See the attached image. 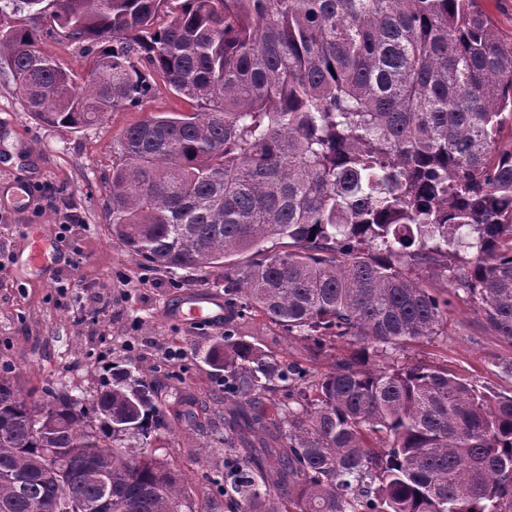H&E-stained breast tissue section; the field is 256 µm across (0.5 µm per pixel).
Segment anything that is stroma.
<instances>
[{"label":"stroma","mask_w":512,"mask_h":512,"mask_svg":"<svg viewBox=\"0 0 512 512\" xmlns=\"http://www.w3.org/2000/svg\"><path fill=\"white\" fill-rule=\"evenodd\" d=\"M37 48L62 67L82 72V47L61 30L43 31ZM191 109L159 80L145 109L118 110L104 123L77 131L46 126L27 112L11 75L0 73V367L27 402L43 406L55 392L91 396L112 368L133 366L147 386L170 395L223 393V382L194 350L215 336V329L167 317L185 291L221 285L223 269L193 272L188 286H181L177 276L127 255L109 230L106 186L119 158L118 140L144 111ZM73 211L80 223H69ZM36 224L51 239L52 260L41 271L23 263ZM412 274L422 287L446 292L448 333L388 351L382 364L445 365L488 390L512 391V374L500 368L512 357V344L487 331L474 308L450 291L444 269L430 265ZM249 332L261 348L304 364L314 378L349 351L336 342L328 356L311 362L303 337L286 338L258 318ZM206 441L189 427L151 437L156 456L179 474L189 507L202 494L205 474L224 464L223 453L201 454Z\"/></svg>","instance_id":"stroma-1"}]
</instances>
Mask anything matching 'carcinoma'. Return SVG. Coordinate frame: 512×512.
<instances>
[{"mask_svg":"<svg viewBox=\"0 0 512 512\" xmlns=\"http://www.w3.org/2000/svg\"><path fill=\"white\" fill-rule=\"evenodd\" d=\"M19 8L85 45V76L35 50ZM143 60L195 109L125 131L111 232L166 273L224 269V335L195 345L224 382V467L206 474L223 505L512 512V393L372 362L445 334L448 300L411 275L428 264L512 343V46L477 0H0V71L46 125L141 107ZM254 316L311 361L352 351L311 381L255 343ZM166 407L218 414L193 394ZM162 416L130 369L39 410L0 377V512H66L61 487L92 506L97 473L112 512H183L150 448Z\"/></svg>","mask_w":512,"mask_h":512,"instance_id":"cac0c4a2","label":"carcinoma"}]
</instances>
